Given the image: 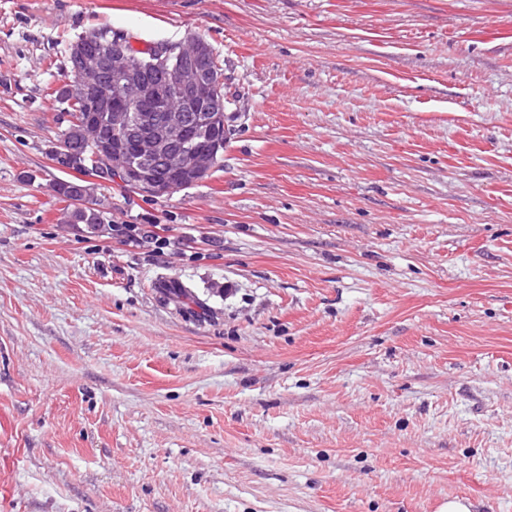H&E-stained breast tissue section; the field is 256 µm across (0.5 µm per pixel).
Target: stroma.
Masks as SVG:
<instances>
[{"mask_svg": "<svg viewBox=\"0 0 512 512\" xmlns=\"http://www.w3.org/2000/svg\"><path fill=\"white\" fill-rule=\"evenodd\" d=\"M94 29L206 40L231 129L96 230L53 191ZM454 497L512 512V0H0V512ZM86 35V34H85ZM85 35L79 37L76 41L69 44L68 47V63L69 71L66 75L67 81L64 82L62 88L55 92L56 96L62 103L67 104L72 120L70 121L71 126L84 125L85 124V112L93 106L92 99L89 98L88 94L84 92L82 95L83 88H89L94 81V78L85 75L81 82L77 81L74 77V70L79 68L80 59L74 54V49L79 43H83V48L86 53H98V43H85ZM84 91V90H83ZM79 123V124H77Z\"/></svg>", "mask_w": 512, "mask_h": 512, "instance_id": "stroma-1", "label": "stroma"}]
</instances>
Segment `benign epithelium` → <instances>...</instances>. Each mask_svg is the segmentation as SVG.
<instances>
[{
  "mask_svg": "<svg viewBox=\"0 0 512 512\" xmlns=\"http://www.w3.org/2000/svg\"><path fill=\"white\" fill-rule=\"evenodd\" d=\"M105 48L107 60L112 62L111 70H106L98 59L87 63L100 75L95 100L110 107L104 118L112 130L136 140L144 164L115 166L112 139L104 138L96 148L100 171L147 197L171 196L181 189L182 181L190 179L197 183L205 179L214 169L220 145L229 134L224 98L220 94L224 76L212 57L202 52L187 63L172 66L170 61L176 49L159 48L147 61V67L167 73V87L176 93L179 105H170L160 114H136L124 105L155 99L157 91L138 78L130 62L128 42L115 39ZM195 135L211 140L213 146H187V139ZM55 155L73 167L84 164V155L71 149L65 140Z\"/></svg>",
  "mask_w": 512,
  "mask_h": 512,
  "instance_id": "benign-epithelium-1",
  "label": "benign epithelium"
}]
</instances>
